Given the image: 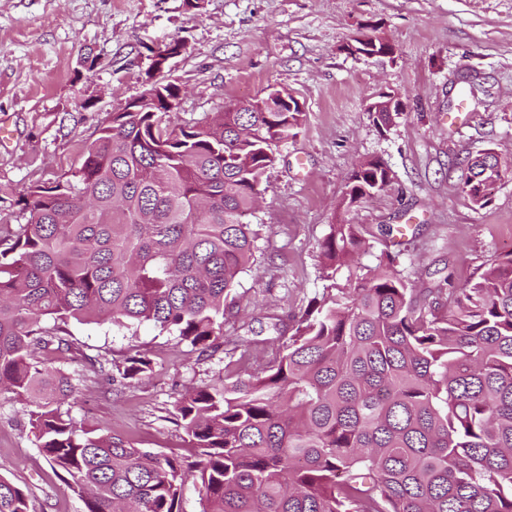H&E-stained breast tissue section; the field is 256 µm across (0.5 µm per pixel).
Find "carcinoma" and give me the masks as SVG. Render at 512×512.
Masks as SVG:
<instances>
[{"mask_svg": "<svg viewBox=\"0 0 512 512\" xmlns=\"http://www.w3.org/2000/svg\"><path fill=\"white\" fill-rule=\"evenodd\" d=\"M256 103L177 126L141 97L83 145L79 170L28 188L27 222L0 228V393L28 408L37 448L85 512H181L190 480L202 512H512V252L474 281L445 277L442 304L443 288H412L392 253L360 263L359 225H329L326 285L278 357L177 399L191 462L63 410L77 387L38 353H74L71 320L148 322L192 352L224 348L261 178L304 121ZM466 169L462 191L484 208L507 170L490 149ZM390 183L364 160L343 203ZM116 369L139 380L154 362L137 349ZM0 512H35L1 475Z\"/></svg>", "mask_w": 512, "mask_h": 512, "instance_id": "obj_1", "label": "carcinoma"}]
</instances>
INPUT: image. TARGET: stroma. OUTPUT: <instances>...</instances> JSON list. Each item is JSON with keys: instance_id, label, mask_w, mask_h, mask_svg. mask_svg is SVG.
I'll return each mask as SVG.
<instances>
[{"instance_id": "obj_1", "label": "stroma", "mask_w": 512, "mask_h": 512, "mask_svg": "<svg viewBox=\"0 0 512 512\" xmlns=\"http://www.w3.org/2000/svg\"><path fill=\"white\" fill-rule=\"evenodd\" d=\"M365 35L391 44L393 58L350 54ZM170 42L182 46L163 74L182 89L172 123H201L226 102L272 90L292 94L305 113L262 178L250 217L255 256L224 304L230 342L202 356L149 323L130 330L72 321L79 353L40 358L73 376L77 425L189 457L193 448L169 420L175 400L223 379L242 351L238 337L257 342L258 363L274 357L272 323L290 324L323 290L319 244L330 225H362L370 249L360 261L369 266L400 248L398 269L420 290L442 273L466 283L506 252L512 173L482 209L464 195L462 176L467 158L487 149L512 161V0H204L199 10L183 0H0V118L11 132L0 149V224L26 223V189L81 166L84 142L144 91L147 45ZM463 76L475 96L462 102ZM385 92L403 110L381 130L367 108ZM370 158L389 169L391 185L344 208L352 170ZM136 349L148 351L151 375L103 379L98 363ZM0 473L37 512H84L36 447L23 406L6 396Z\"/></svg>"}]
</instances>
